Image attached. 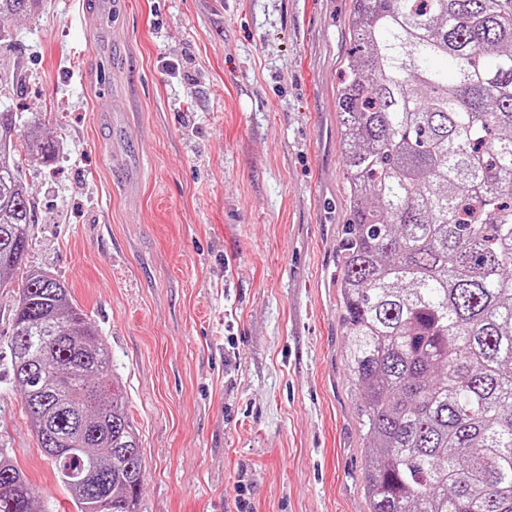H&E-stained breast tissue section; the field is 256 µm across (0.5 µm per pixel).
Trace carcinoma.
Returning <instances> with one entry per match:
<instances>
[{
	"instance_id": "cac0c4a2",
	"label": "carcinoma",
	"mask_w": 512,
	"mask_h": 512,
	"mask_svg": "<svg viewBox=\"0 0 512 512\" xmlns=\"http://www.w3.org/2000/svg\"><path fill=\"white\" fill-rule=\"evenodd\" d=\"M36 2L0 0V22ZM349 36L341 302L369 512H512V0H353ZM55 152L0 112V289L35 223L22 156ZM8 344L74 512H139L138 429L71 290L27 271ZM0 512H48L5 448Z\"/></svg>"
}]
</instances>
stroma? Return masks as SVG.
I'll list each match as a JSON object with an SVG mask.
<instances>
[{
    "mask_svg": "<svg viewBox=\"0 0 512 512\" xmlns=\"http://www.w3.org/2000/svg\"><path fill=\"white\" fill-rule=\"evenodd\" d=\"M38 0L6 23L0 112L24 159L27 268L106 337L139 430L140 512H368L345 362L337 94L353 0ZM0 448L72 512L8 372Z\"/></svg>",
    "mask_w": 512,
    "mask_h": 512,
    "instance_id": "35a3bbf8",
    "label": "stroma"
}]
</instances>
